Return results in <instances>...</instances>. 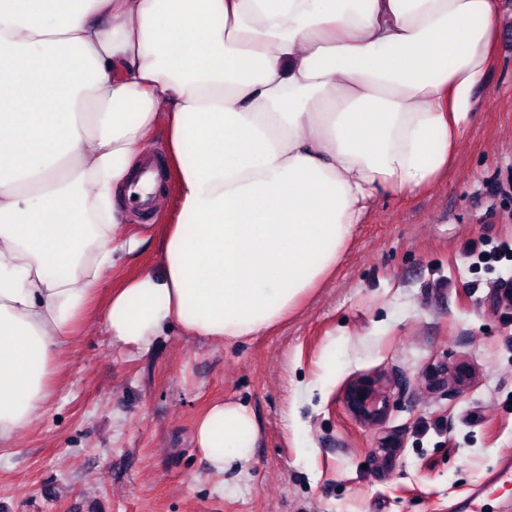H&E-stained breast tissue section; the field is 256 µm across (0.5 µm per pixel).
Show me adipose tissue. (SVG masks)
<instances>
[{"instance_id": "1", "label": "adipose tissue", "mask_w": 512, "mask_h": 512, "mask_svg": "<svg viewBox=\"0 0 512 512\" xmlns=\"http://www.w3.org/2000/svg\"><path fill=\"white\" fill-rule=\"evenodd\" d=\"M497 18L498 0H0V447L89 316L140 354L172 324L221 344L297 312L378 191L447 172ZM160 128L161 271L111 289L143 243L116 200ZM195 434L227 473L260 428L226 400Z\"/></svg>"}]
</instances>
